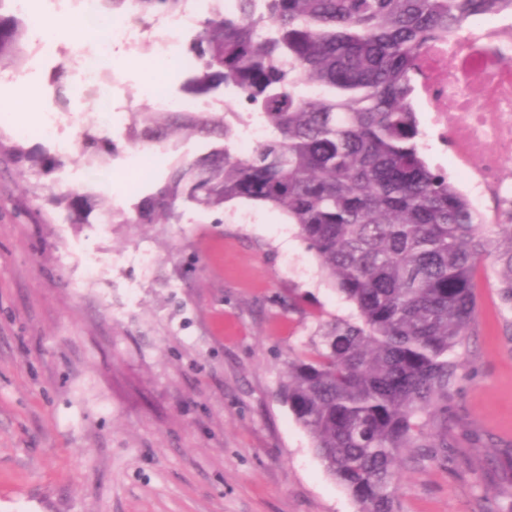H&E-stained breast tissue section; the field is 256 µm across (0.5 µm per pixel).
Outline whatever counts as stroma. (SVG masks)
Returning a JSON list of instances; mask_svg holds the SVG:
<instances>
[{
	"mask_svg": "<svg viewBox=\"0 0 512 512\" xmlns=\"http://www.w3.org/2000/svg\"><path fill=\"white\" fill-rule=\"evenodd\" d=\"M71 44L29 59L25 84L42 101L30 135L18 137L16 112L0 122L4 139L61 161L43 175L0 155V512H357L278 396L289 356L327 321L355 318L354 305L269 207L215 216L183 205L174 224L71 223L52 190L129 212L175 159L202 151L194 137L128 142L123 125L161 64L151 42L132 58L116 49L88 92L75 91L59 57ZM101 97L115 111L109 132L96 120ZM65 113L73 145L63 151L38 128ZM87 131L119 150L96 179L80 148ZM134 149L142 161L130 174ZM144 248L147 265L135 257ZM456 358L448 428L477 437L472 460L405 464L400 512H493L507 491L512 308L488 282Z\"/></svg>",
	"mask_w": 512,
	"mask_h": 512,
	"instance_id": "obj_1",
	"label": "stroma"
}]
</instances>
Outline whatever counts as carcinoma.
<instances>
[{
  "label": "carcinoma",
  "mask_w": 512,
  "mask_h": 512,
  "mask_svg": "<svg viewBox=\"0 0 512 512\" xmlns=\"http://www.w3.org/2000/svg\"><path fill=\"white\" fill-rule=\"evenodd\" d=\"M0 0V68L21 64L24 21ZM188 0H102L140 22L186 9ZM512 0H236L199 20L195 64L180 90H224L220 112L132 113L128 140L176 135L216 142L177 161L133 213L104 210L106 224H170L188 203L225 211L270 207L297 226L358 320L337 318L288 359L281 397L316 455L359 506L398 512L402 456L448 462V395L478 312L476 274L494 256L492 279L512 307V220L487 224L427 163L413 107L425 50L455 40ZM264 136L237 153L240 130ZM83 153H116L85 135ZM22 168L50 172L54 158L10 147ZM73 224L88 223L87 195H54Z\"/></svg>",
  "instance_id": "obj_1"
}]
</instances>
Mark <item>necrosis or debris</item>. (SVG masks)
Wrapping results in <instances>:
<instances>
[{
  "label": "necrosis or debris",
  "instance_id": "4bbe7bcc",
  "mask_svg": "<svg viewBox=\"0 0 512 512\" xmlns=\"http://www.w3.org/2000/svg\"><path fill=\"white\" fill-rule=\"evenodd\" d=\"M55 2L58 10L82 14L98 32L93 47H78L64 55L79 73V89L85 91L98 84L104 62L115 48L136 49L146 36L165 63L192 67L185 47L212 0H193L192 8L161 16L147 28L127 14L104 18L101 0ZM506 56L512 57V22L492 20L454 49L433 47L423 61L428 131L450 142L452 165L474 206H482L484 198L492 195L503 212L512 210V184L501 177L504 159L512 158V68L503 66Z\"/></svg>",
  "mask_w": 512,
  "mask_h": 512
}]
</instances>
